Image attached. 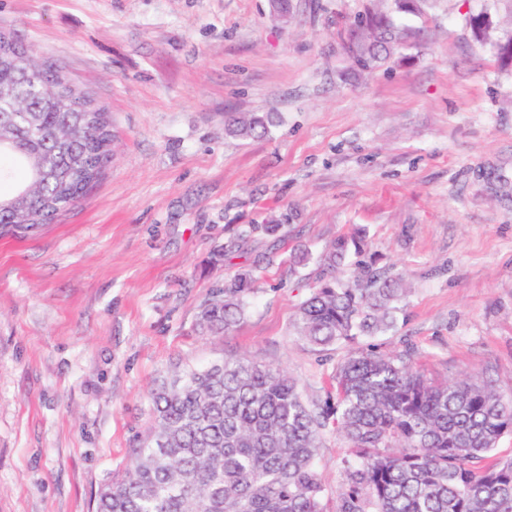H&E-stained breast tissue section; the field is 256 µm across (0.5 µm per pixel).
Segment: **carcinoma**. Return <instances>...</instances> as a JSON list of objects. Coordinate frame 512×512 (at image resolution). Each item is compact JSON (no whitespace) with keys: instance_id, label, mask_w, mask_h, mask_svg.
I'll list each match as a JSON object with an SVG mask.
<instances>
[{"instance_id":"obj_1","label":"carcinoma","mask_w":512,"mask_h":512,"mask_svg":"<svg viewBox=\"0 0 512 512\" xmlns=\"http://www.w3.org/2000/svg\"><path fill=\"white\" fill-rule=\"evenodd\" d=\"M474 37L502 61L512 29L485 20ZM401 42L389 16L366 15L351 28L348 51L367 69ZM21 55L40 68L38 78L17 73ZM5 75L25 111L0 99V235L53 223L102 177L112 152L105 108L61 66L38 61L18 35L1 31ZM271 123L268 114L235 113L225 116L224 132L258 137ZM280 229L250 224L214 260L251 233ZM352 249L361 250L358 230L318 256L325 276L295 322L313 344L395 326L403 277L364 267L337 277ZM253 282L252 270L242 269L215 287L197 314L200 333L233 330ZM335 379L336 398L322 405L307 403L285 371L257 360L226 357L155 381L149 434L132 446L121 475L100 488L95 512H325L315 458L329 426L354 455L334 512H512V459L482 464L512 432V393L471 377L434 383L406 353H354L336 367Z\"/></svg>"}]
</instances>
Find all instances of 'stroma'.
Listing matches in <instances>:
<instances>
[{
	"instance_id": "35a3bbf8",
	"label": "stroma",
	"mask_w": 512,
	"mask_h": 512,
	"mask_svg": "<svg viewBox=\"0 0 512 512\" xmlns=\"http://www.w3.org/2000/svg\"><path fill=\"white\" fill-rule=\"evenodd\" d=\"M393 0H0V31L92 92L112 162L79 203L0 237V512H93L149 424L155 380L246 357L288 371L308 400L364 349L408 353L438 381L512 388V64L477 41L512 0H430L396 19L410 37L370 69L348 22ZM228 112L269 113L261 138L225 134ZM284 219L212 263L237 229ZM361 261L403 273L394 330L328 347L295 329L317 262L354 230ZM255 271L244 319L201 335L199 306ZM349 444L321 437L327 507Z\"/></svg>"
}]
</instances>
